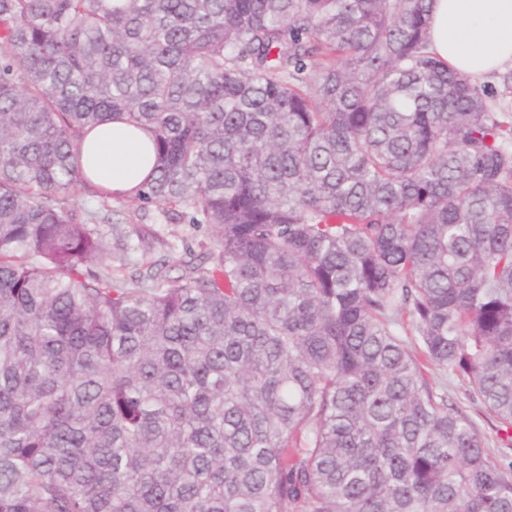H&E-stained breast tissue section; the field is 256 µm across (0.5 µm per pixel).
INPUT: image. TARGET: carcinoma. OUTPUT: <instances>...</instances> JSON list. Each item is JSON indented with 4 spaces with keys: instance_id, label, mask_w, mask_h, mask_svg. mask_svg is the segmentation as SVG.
<instances>
[{
    "instance_id": "obj_1",
    "label": "carcinoma",
    "mask_w": 512,
    "mask_h": 512,
    "mask_svg": "<svg viewBox=\"0 0 512 512\" xmlns=\"http://www.w3.org/2000/svg\"><path fill=\"white\" fill-rule=\"evenodd\" d=\"M433 0H0V512H512V121ZM149 129L99 227L82 165ZM83 148L86 176L94 184L122 195L135 192L155 162L151 133L118 119L89 133ZM111 209L118 211L119 215H114V218L118 219V224H152L174 246L172 251L155 249L140 257V264L143 266L150 265L158 259H166L173 277L181 274L184 261L188 260L186 247L195 248L196 242L208 235L205 226H193L188 224L186 219L180 224L165 223L153 207L140 209L136 205L127 206V203L121 205L112 201ZM455 400H461L466 404H461L466 413L472 416L477 423L484 440L487 445L488 451L498 459L506 458L512 459V438H508L504 433H498V423L492 416L479 410L478 407L462 400V395L459 391H455L453 395Z\"/></svg>"
}]
</instances>
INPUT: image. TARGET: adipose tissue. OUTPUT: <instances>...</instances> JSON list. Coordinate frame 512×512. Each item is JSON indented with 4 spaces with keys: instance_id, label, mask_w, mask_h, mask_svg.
I'll list each match as a JSON object with an SVG mask.
<instances>
[{
    "instance_id": "1",
    "label": "adipose tissue",
    "mask_w": 512,
    "mask_h": 512,
    "mask_svg": "<svg viewBox=\"0 0 512 512\" xmlns=\"http://www.w3.org/2000/svg\"><path fill=\"white\" fill-rule=\"evenodd\" d=\"M429 44L441 60L475 80L512 65V0H434ZM154 162L151 133L118 119L84 140L87 177L118 194L134 192Z\"/></svg>"
}]
</instances>
